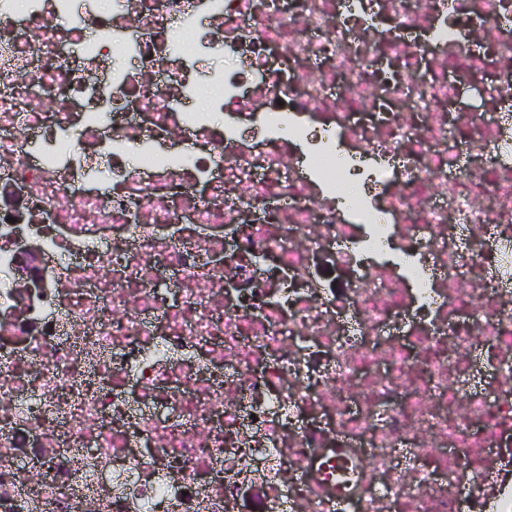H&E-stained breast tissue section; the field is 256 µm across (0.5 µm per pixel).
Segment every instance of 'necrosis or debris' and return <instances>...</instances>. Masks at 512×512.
Listing matches in <instances>:
<instances>
[{
    "instance_id": "necrosis-or-debris-1",
    "label": "necrosis or debris",
    "mask_w": 512,
    "mask_h": 512,
    "mask_svg": "<svg viewBox=\"0 0 512 512\" xmlns=\"http://www.w3.org/2000/svg\"><path fill=\"white\" fill-rule=\"evenodd\" d=\"M0 512H512V0H0Z\"/></svg>"
}]
</instances>
